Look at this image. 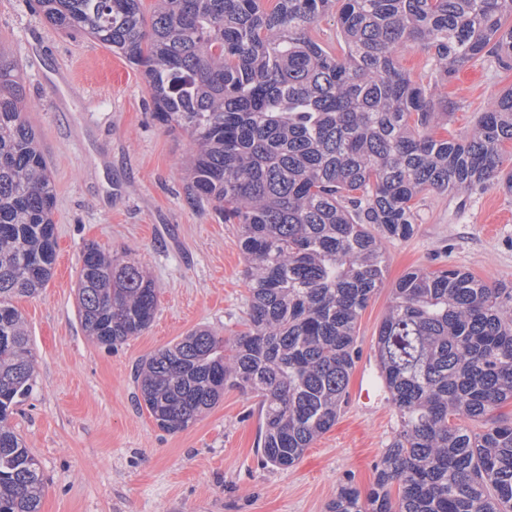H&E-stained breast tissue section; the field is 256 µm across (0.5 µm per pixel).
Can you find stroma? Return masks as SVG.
<instances>
[{
  "mask_svg": "<svg viewBox=\"0 0 512 512\" xmlns=\"http://www.w3.org/2000/svg\"><path fill=\"white\" fill-rule=\"evenodd\" d=\"M0 44L25 79L55 191L57 260L35 297L17 299L31 334L34 388L11 419L45 477L41 512H326L345 481L367 491L398 427L377 379L375 341L395 283L413 268L456 267L512 283V194H429L413 235L385 245L384 283L357 326L360 357L335 425L293 466H262L258 400L235 389L188 429L161 430L141 402L142 359L190 331H243L246 262L237 227L189 205L181 169L191 141L152 116L142 75L79 34L55 30L32 0H0ZM512 70L460 69L435 97L455 106L442 136L469 132ZM128 253L157 288L151 326L113 348L77 312L82 251Z\"/></svg>",
  "mask_w": 512,
  "mask_h": 512,
  "instance_id": "35a3bbf8",
  "label": "stroma"
}]
</instances>
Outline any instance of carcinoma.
<instances>
[{"label":"carcinoma","instance_id":"cac0c4a2","mask_svg":"<svg viewBox=\"0 0 512 512\" xmlns=\"http://www.w3.org/2000/svg\"><path fill=\"white\" fill-rule=\"evenodd\" d=\"M55 29L123 56L153 116L186 132V199L238 228L246 330L196 329L149 355L141 397L178 432L226 388L260 399L261 464L288 468L335 423L359 359L357 324L381 288L385 243L414 232L431 193L512 192V89L469 134L399 55L432 56L435 81L486 61L512 69V0H37ZM344 47L310 36L331 11ZM23 80L0 45V512H40L44 474L9 424L34 385L15 306L56 260L54 187L26 119ZM83 330L112 347L147 330L154 282L133 262L83 249ZM399 427L366 494L342 484L327 512H512V285L441 266L392 288L375 342ZM481 422L478 430L466 425Z\"/></svg>","mask_w":512,"mask_h":512}]
</instances>
